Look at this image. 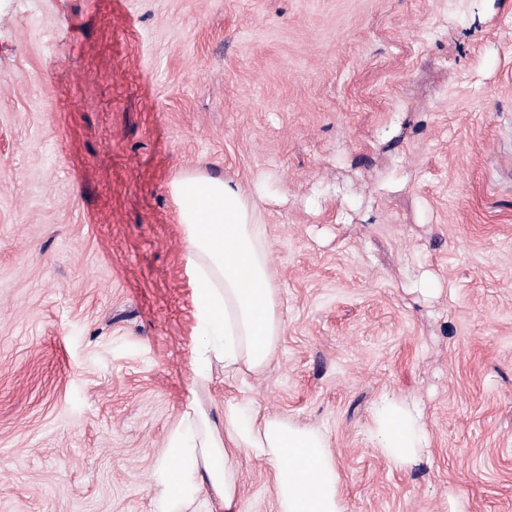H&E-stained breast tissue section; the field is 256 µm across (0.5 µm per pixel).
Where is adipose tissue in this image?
Wrapping results in <instances>:
<instances>
[{
	"instance_id": "ef3b65f1",
	"label": "adipose tissue",
	"mask_w": 512,
	"mask_h": 512,
	"mask_svg": "<svg viewBox=\"0 0 512 512\" xmlns=\"http://www.w3.org/2000/svg\"><path fill=\"white\" fill-rule=\"evenodd\" d=\"M170 192L195 283L198 341L191 396L168 437L169 462L153 476L164 512H186L205 487L225 512H236L244 457L271 467L276 512H345L341 476L322 433L267 413L246 393L225 400L219 416L200 401L214 365L228 378L264 371L284 324L255 197L234 180L194 170L179 172ZM372 432L399 468L417 460L428 438L420 410L388 396L375 410Z\"/></svg>"
}]
</instances>
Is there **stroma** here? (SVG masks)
Segmentation results:
<instances>
[{
    "mask_svg": "<svg viewBox=\"0 0 512 512\" xmlns=\"http://www.w3.org/2000/svg\"><path fill=\"white\" fill-rule=\"evenodd\" d=\"M184 169L270 188L284 320L204 400L323 433L347 512H512V0H0V512H158ZM386 395L429 433L404 468ZM379 450L394 466L414 463L427 442V431L420 410L404 400L384 397L374 414L372 429Z\"/></svg>",
    "mask_w": 512,
    "mask_h": 512,
    "instance_id": "obj_1",
    "label": "stroma"
}]
</instances>
